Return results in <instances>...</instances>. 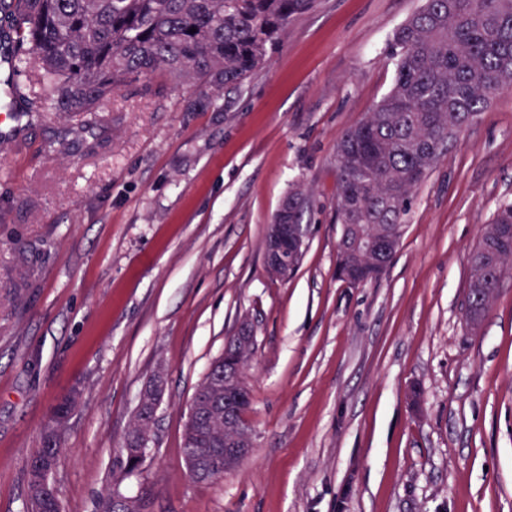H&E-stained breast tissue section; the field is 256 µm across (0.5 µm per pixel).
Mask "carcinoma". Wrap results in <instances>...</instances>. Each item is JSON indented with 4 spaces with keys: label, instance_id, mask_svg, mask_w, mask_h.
Segmentation results:
<instances>
[{
    "label": "carcinoma",
    "instance_id": "obj_1",
    "mask_svg": "<svg viewBox=\"0 0 512 512\" xmlns=\"http://www.w3.org/2000/svg\"><path fill=\"white\" fill-rule=\"evenodd\" d=\"M316 0H0L14 17L22 47L17 70L25 77L28 120L46 112L77 116L89 124L112 92L133 79L165 75L205 88L190 112L219 108L240 93L264 65L288 25ZM196 32H190V29ZM388 58L395 79L388 93L336 144V265H362L383 273L405 229L412 195L439 158L456 143L492 97L512 89V0H425L393 33ZM288 221L301 224L311 195L293 187L283 200ZM512 203L502 205L470 257L466 320L476 324L493 300L499 274L512 271ZM226 338L224 353L210 365L188 406L184 449L189 476L215 481L233 470L212 453L231 438L252 444L243 414L250 404L244 370L255 354L254 327ZM154 378L138 403L123 444L120 477L143 466L154 443L152 425L161 396ZM56 405L44 426L42 446L25 466L24 512H61L49 474L57 467L62 438L74 408ZM140 497L114 491L97 512H142Z\"/></svg>",
    "mask_w": 512,
    "mask_h": 512
}]
</instances>
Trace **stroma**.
Masks as SVG:
<instances>
[{
    "label": "stroma",
    "mask_w": 512,
    "mask_h": 512,
    "mask_svg": "<svg viewBox=\"0 0 512 512\" xmlns=\"http://www.w3.org/2000/svg\"><path fill=\"white\" fill-rule=\"evenodd\" d=\"M421 0H318L230 110L191 112L167 77L128 83L77 129L19 123L0 145V512L51 408L77 393L50 479L62 512L106 490L146 512H512V274L476 327L470 255L512 202V89L417 189L381 278L336 276V142L389 91L387 43ZM312 195L297 272L265 269L294 184ZM255 329L253 448L193 481L186 411L226 336ZM161 375L152 454L114 483Z\"/></svg>",
    "instance_id": "stroma-1"
}]
</instances>
